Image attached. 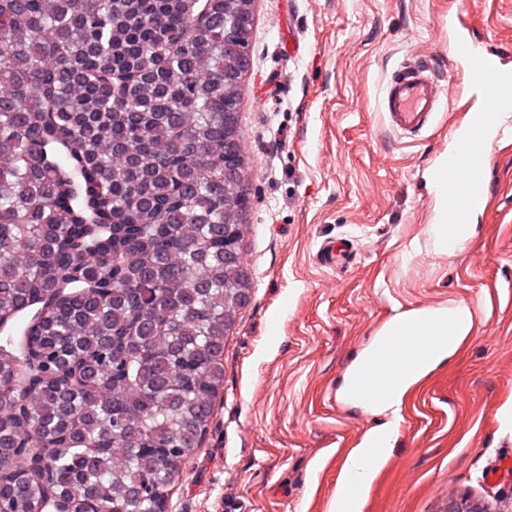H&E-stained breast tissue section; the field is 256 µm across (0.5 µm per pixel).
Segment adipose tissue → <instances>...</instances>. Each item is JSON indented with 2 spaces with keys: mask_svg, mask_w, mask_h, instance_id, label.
<instances>
[{
  "mask_svg": "<svg viewBox=\"0 0 512 512\" xmlns=\"http://www.w3.org/2000/svg\"><path fill=\"white\" fill-rule=\"evenodd\" d=\"M435 207L430 231L436 246L444 252L453 253L461 249L465 232L471 231V223L478 217L470 211L463 234H455L447 225L448 218V159L440 157L434 166L431 179ZM425 324L435 341L430 348L424 370H431L444 359L453 355L473 328V316L469 307L456 305L443 308H424L396 316L383 325L376 335L377 340L391 343L408 327ZM410 380L396 382L386 389L384 395L374 402V409L384 414V424L367 432L356 448L348 452L338 479V491H345L352 484L367 487L376 478L381 464L386 459L400 419V406L410 387Z\"/></svg>",
  "mask_w": 512,
  "mask_h": 512,
  "instance_id": "ef3b65f1",
  "label": "adipose tissue"
}]
</instances>
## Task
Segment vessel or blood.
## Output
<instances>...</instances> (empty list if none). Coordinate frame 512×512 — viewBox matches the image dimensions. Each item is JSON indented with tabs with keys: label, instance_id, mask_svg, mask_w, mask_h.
<instances>
[{
	"label": "vessel or blood",
	"instance_id": "b4317fda",
	"mask_svg": "<svg viewBox=\"0 0 512 512\" xmlns=\"http://www.w3.org/2000/svg\"><path fill=\"white\" fill-rule=\"evenodd\" d=\"M454 65L464 77L460 93L476 91L481 95L480 105L468 116L471 125H480L482 119L499 112H512V70L504 66L500 55L463 39ZM447 95V89L431 76L426 61L418 60L402 68L390 81L383 114L392 128L412 137L432 125ZM489 167L487 142H461L449 153L448 188L454 195L448 211L450 226L461 224L462 209L486 210ZM428 343V337L422 336L419 329L411 328L398 337L396 344L380 348L378 366L366 368L362 374L361 396L376 399L386 383L408 378L421 366Z\"/></svg>",
	"mask_w": 512,
	"mask_h": 512
}]
</instances>
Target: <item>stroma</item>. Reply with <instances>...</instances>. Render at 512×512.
<instances>
[{
    "label": "stroma",
    "mask_w": 512,
    "mask_h": 512,
    "mask_svg": "<svg viewBox=\"0 0 512 512\" xmlns=\"http://www.w3.org/2000/svg\"><path fill=\"white\" fill-rule=\"evenodd\" d=\"M512 58V0H255L241 82L240 151L252 208L240 260L252 283L224 343V386L171 512H330L345 455L384 422L340 393L393 317L467 305L461 350L412 385L360 512H512V134L497 137L488 214L461 250H438L431 169L461 127L452 96L418 136L393 133L385 87L417 51L458 88L457 36ZM348 240V265L317 260Z\"/></svg>",
    "instance_id": "obj_1"
}]
</instances>
